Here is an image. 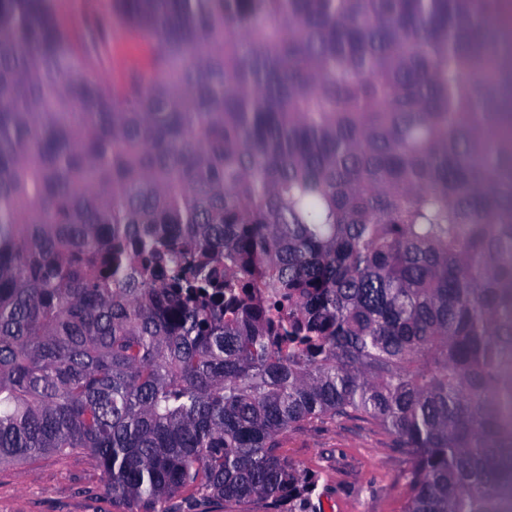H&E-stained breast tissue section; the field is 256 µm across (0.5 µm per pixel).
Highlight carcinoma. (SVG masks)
Wrapping results in <instances>:
<instances>
[{
	"mask_svg": "<svg viewBox=\"0 0 512 512\" xmlns=\"http://www.w3.org/2000/svg\"><path fill=\"white\" fill-rule=\"evenodd\" d=\"M0 0V466L112 501L276 500L360 418L404 512H512V0ZM56 4L61 17L75 30L84 25L91 8L97 16H108L112 11V0H56ZM102 69L94 71L103 81L112 83L116 76L132 71H142L149 65L150 47L136 35L121 34L112 25V37L101 48Z\"/></svg>",
	"mask_w": 512,
	"mask_h": 512,
	"instance_id": "1",
	"label": "carcinoma"
}]
</instances>
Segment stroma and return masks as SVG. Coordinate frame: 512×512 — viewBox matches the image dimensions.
I'll return each mask as SVG.
<instances>
[{
    "mask_svg": "<svg viewBox=\"0 0 512 512\" xmlns=\"http://www.w3.org/2000/svg\"><path fill=\"white\" fill-rule=\"evenodd\" d=\"M97 75L106 82L148 67L151 51L137 36L113 31ZM299 470L297 493L278 512H402L409 496L408 463L393 435L362 420H326L279 437ZM0 512H118L95 461L83 453L45 456L0 469Z\"/></svg>",
    "mask_w": 512,
    "mask_h": 512,
    "instance_id": "obj_1",
    "label": "stroma"
}]
</instances>
